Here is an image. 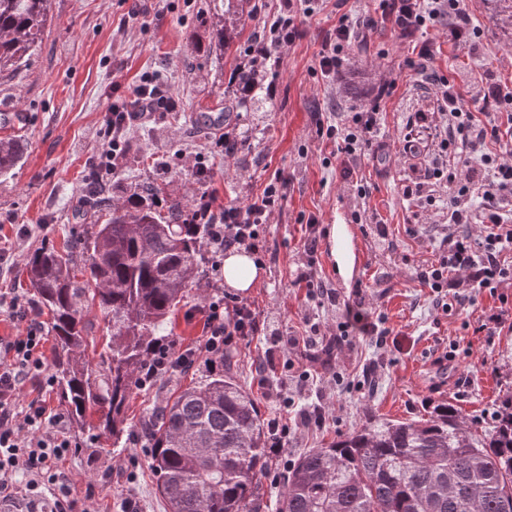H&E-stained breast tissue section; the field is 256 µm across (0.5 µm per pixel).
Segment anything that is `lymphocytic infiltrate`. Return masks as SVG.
Here are the masks:
<instances>
[{"label": "lymphocytic infiltrate", "instance_id": "lymphocytic-infiltrate-1", "mask_svg": "<svg viewBox=\"0 0 512 512\" xmlns=\"http://www.w3.org/2000/svg\"><path fill=\"white\" fill-rule=\"evenodd\" d=\"M320 6L321 0H284V12L276 16L274 23L265 25L262 37L244 51L236 88L240 99H247L267 84L282 50L303 35L299 16H312ZM373 6L400 37L415 40L416 56L409 59L408 65L416 75L433 83L443 109L445 136L429 173L432 179L448 185V231L440 241L438 261L420 265L416 278L443 298L442 308L448 311L512 280V264L504 259L505 253L512 251V87L486 83L482 98L493 101L496 109L481 116L466 108L454 83L434 72V48L426 38L430 29L447 27L448 41L454 47L466 46L474 53L479 50L482 32L463 0H373ZM353 37L351 15H341L317 54L322 78H335ZM379 114L380 107L375 104L366 110L344 113L333 122H317L319 143L330 148L333 155L347 158L350 167L345 171L346 177H353V163L368 153H387L389 145L381 134ZM134 118V113L125 107L113 105L98 156L100 168L114 170L125 152L126 134ZM286 186V180L278 176L245 205L221 206L220 218L211 226L210 254L243 249L265 257L263 228L285 198ZM475 224L480 225V233L472 232ZM297 281L307 289L309 297L340 306L341 312L337 332L324 347L295 336L277 337V344L292 350L293 355L285 362L288 378L270 384L267 395L286 409L294 406L296 395L306 392L319 372L333 370L334 349L360 339L380 346L390 334L380 312L361 300L340 301L334 289L326 287L312 268L302 269ZM201 315L206 328L201 347L180 349L172 342L154 344L140 373V385L150 384L168 370L187 369L203 360L222 358L241 340L260 330L256 310L232 296L212 301L202 308ZM41 342V327L33 321L25 335L0 345L5 354L0 360V497L13 496L12 475L19 469L29 474L28 487L32 490L45 482L62 488L65 483L58 464L72 453L71 441L59 431L57 422L49 420L41 403L31 402L20 411L14 406L19 384L29 374L46 370Z\"/></svg>", "mask_w": 512, "mask_h": 512}]
</instances>
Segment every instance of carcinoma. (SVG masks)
<instances>
[{
  "instance_id": "obj_1",
  "label": "carcinoma",
  "mask_w": 512,
  "mask_h": 512,
  "mask_svg": "<svg viewBox=\"0 0 512 512\" xmlns=\"http://www.w3.org/2000/svg\"><path fill=\"white\" fill-rule=\"evenodd\" d=\"M51 0H0V70L15 67L42 42ZM22 154L0 140V178ZM145 187L122 203L92 189L89 208L108 218L67 251L41 247L25 265L29 287L52 315V377L72 418L100 413L117 444L124 408L155 336L204 273L208 225L167 215ZM96 306L107 319L104 369L86 360ZM224 356L200 381L159 401L141 429L151 449L156 487L168 512H267L272 471L268 429ZM277 512H512V404L492 427L464 421L452 404L418 421L370 418L298 457L280 477Z\"/></svg>"
}]
</instances>
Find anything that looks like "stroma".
<instances>
[{"instance_id":"obj_1","label":"stroma","mask_w":512,"mask_h":512,"mask_svg":"<svg viewBox=\"0 0 512 512\" xmlns=\"http://www.w3.org/2000/svg\"><path fill=\"white\" fill-rule=\"evenodd\" d=\"M255 5L256 0H51V21L40 47L18 69L0 72V139H15L23 147L11 176L0 181V291L33 301L23 273L29 255L43 246L64 250L104 223V215L83 204L101 148L99 133L112 103L132 104L141 78L152 74L176 109L131 124L127 155L106 179L113 201L151 183L160 189L158 211H165L172 197L192 211L211 198L242 204L276 175L289 179L281 209L264 226L267 257L260 284L241 294L266 328L236 349V377L252 391L263 417L278 411L263 382L279 380L282 370L283 352L273 346L271 332L301 336L313 326L327 335L336 331L335 308L317 307L296 282L306 261L300 216H316L327 231L338 221L351 225L362 252L349 260L347 284L336 282L329 234L319 244L314 269L340 298L362 292L397 336L396 344L381 349L360 343L339 352L336 370L342 381L326 400L324 426L298 428L296 411H289L293 431L287 446L272 452L274 467L283 468L367 418L417 420L439 403L454 405L465 420L491 425L512 399V281L496 294H480L464 310L446 313L415 277L419 265L434 259L433 241L447 217L402 193L403 184L423 179L426 166L425 157L402 151L403 139L417 136V113L441 109L433 86L416 85L405 65L411 44L388 24H378L353 48L335 81H322L314 73L316 54L338 16H362L373 7L371 0H325L320 12L303 19L304 38L282 51L274 91L258 88L242 103L233 77L245 47L263 32ZM466 5L482 32L478 56L452 47L447 29L430 30L428 37L435 47L436 73L453 79L467 98L488 76L512 85V34L496 21L488 0H466ZM222 16L232 20L224 30L232 47L219 60L207 47ZM390 82L395 89L381 103V128L397 150L387 160L365 157L358 170L362 184L353 186L342 176V157L319 151L316 122L361 109ZM228 102L234 110L225 126L202 122L203 113L225 111ZM227 127L240 137L230 157L214 148ZM202 165L207 172L201 176ZM356 211L362 215L358 224L352 221ZM376 224L387 226L386 244L375 241ZM220 297L206 280L194 282L188 304L167 321L166 340L182 348L199 346L204 335L200 310ZM493 312L503 316L495 335L475 333L477 321ZM449 350L456 356L443 373L434 361ZM380 355L385 367L370 385L356 389ZM202 373L197 367L179 380L162 377L153 387L134 388L124 411L128 430L113 446L94 430L72 427L66 406L40 378L23 381L15 406L42 399L52 416L61 417V430L74 451L59 469L80 507L121 512L131 499L138 512H165L151 459L143 454L139 421L176 384H190Z\"/></svg>"}]
</instances>
